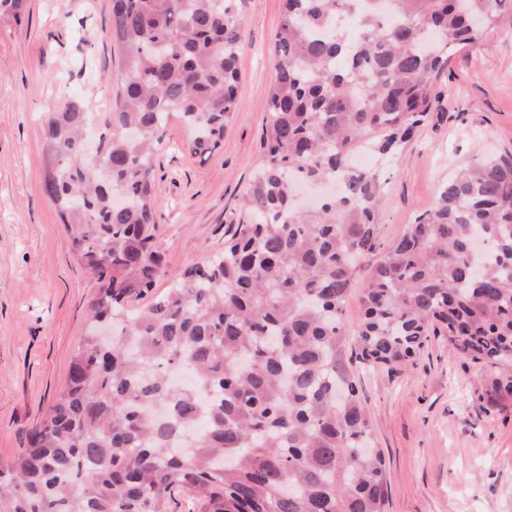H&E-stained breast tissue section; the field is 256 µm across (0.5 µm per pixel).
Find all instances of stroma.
Returning <instances> with one entry per match:
<instances>
[{
  "label": "stroma",
  "mask_w": 512,
  "mask_h": 512,
  "mask_svg": "<svg viewBox=\"0 0 512 512\" xmlns=\"http://www.w3.org/2000/svg\"><path fill=\"white\" fill-rule=\"evenodd\" d=\"M240 107L222 146L200 157L171 121L154 174L155 245L168 277L223 251L244 186L262 154L273 40L282 0H239ZM122 51L110 38V0H28L20 23L0 24V459L27 445L29 430L64 387L71 355L100 286L71 252L44 191L48 116L78 98L95 110L116 91ZM512 155V5L483 45L452 53L430 91L428 117L395 158L378 163L380 239L391 246L431 209L459 167ZM365 278L346 304L350 374L372 416L386 461V512H512V400L488 402L490 368L457 356L445 332L401 365L366 368L355 337Z\"/></svg>",
  "instance_id": "obj_1"
}]
</instances>
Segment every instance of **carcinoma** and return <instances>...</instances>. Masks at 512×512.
Returning <instances> with one entry per match:
<instances>
[{
    "label": "carcinoma",
    "instance_id": "cac0c4a2",
    "mask_svg": "<svg viewBox=\"0 0 512 512\" xmlns=\"http://www.w3.org/2000/svg\"><path fill=\"white\" fill-rule=\"evenodd\" d=\"M505 2L284 0L264 153L224 252L142 305L166 274L154 158L174 117L193 153L221 147L240 103L243 17L236 0H112L116 108L70 99L45 137V193L102 285L65 387L27 448L0 462V512H172L181 489L204 512H384V457L341 358L363 271L364 361L408 363L442 329L497 369L487 400L512 399V158L461 170L374 265L381 182L352 163L362 144L386 159L403 148L448 52L497 28ZM25 8L0 0V22ZM346 13L360 22L354 40L336 28ZM331 180L339 195L295 206L299 183ZM174 369L200 389L171 385Z\"/></svg>",
    "mask_w": 512,
    "mask_h": 512
}]
</instances>
